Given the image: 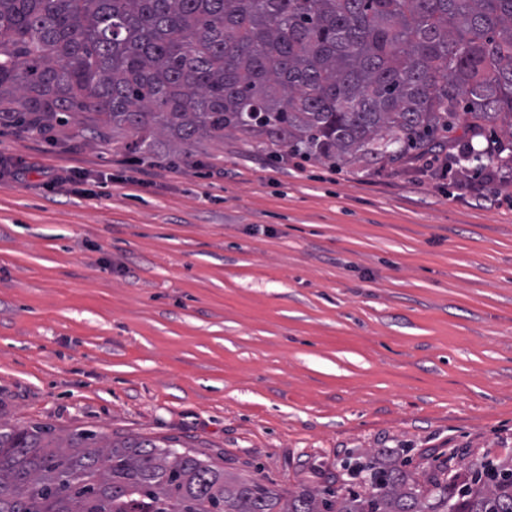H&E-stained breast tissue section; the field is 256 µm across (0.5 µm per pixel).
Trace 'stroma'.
<instances>
[{
  "label": "stroma",
  "mask_w": 512,
  "mask_h": 512,
  "mask_svg": "<svg viewBox=\"0 0 512 512\" xmlns=\"http://www.w3.org/2000/svg\"><path fill=\"white\" fill-rule=\"evenodd\" d=\"M0 126V420L160 440L280 496L512 455V210L421 164ZM97 173L88 197L57 188Z\"/></svg>",
  "instance_id": "obj_1"
}]
</instances>
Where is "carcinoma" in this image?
I'll use <instances>...</instances> for the list:
<instances>
[{
	"label": "carcinoma",
	"instance_id": "1",
	"mask_svg": "<svg viewBox=\"0 0 512 512\" xmlns=\"http://www.w3.org/2000/svg\"><path fill=\"white\" fill-rule=\"evenodd\" d=\"M77 112L132 152L238 131L303 160L480 159L469 140L512 117V0H0V113ZM405 466L284 500L152 440L0 421V512H512L511 459L425 491Z\"/></svg>",
	"mask_w": 512,
	"mask_h": 512
}]
</instances>
